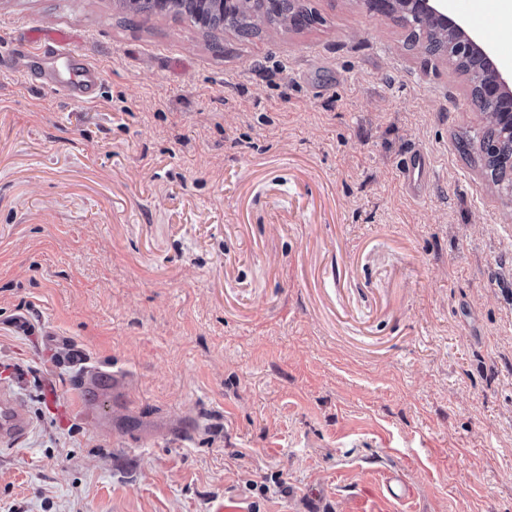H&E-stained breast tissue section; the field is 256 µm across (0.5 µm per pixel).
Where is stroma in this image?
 I'll use <instances>...</instances> for the list:
<instances>
[{"label":"stroma","mask_w":512,"mask_h":512,"mask_svg":"<svg viewBox=\"0 0 512 512\" xmlns=\"http://www.w3.org/2000/svg\"><path fill=\"white\" fill-rule=\"evenodd\" d=\"M302 2L215 48L0 0V51L61 30L103 75L79 103L0 65V362L33 419L0 512H512V197L459 148L470 87L367 0ZM71 344L123 391L63 423ZM431 172V162L428 155L420 150L413 149L404 158L402 175L405 186L411 196L418 197L428 183Z\"/></svg>","instance_id":"stroma-1"}]
</instances>
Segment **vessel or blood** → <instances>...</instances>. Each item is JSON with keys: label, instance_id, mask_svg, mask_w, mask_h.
Instances as JSON below:
<instances>
[{"label": "vessel or blood", "instance_id": "vessel-or-blood-1", "mask_svg": "<svg viewBox=\"0 0 512 512\" xmlns=\"http://www.w3.org/2000/svg\"><path fill=\"white\" fill-rule=\"evenodd\" d=\"M69 37L66 33L57 31L51 33H32L28 44L18 46L14 53L25 56L39 52L54 57L64 63L67 76L60 80L59 91L69 98L89 101L93 88L102 81L98 67L80 58L67 47ZM431 172V162L428 155L419 149L411 150L402 164V175L405 186L411 196H420L428 183ZM98 380L97 374L84 378L74 396L64 395L61 391L49 389L45 392L48 408L57 415L65 416L72 412L75 403L85 402L88 390L92 389ZM15 381L12 369L0 370V446L13 447L22 441L32 428L29 414L19 404V397L13 389Z\"/></svg>", "mask_w": 512, "mask_h": 512}]
</instances>
